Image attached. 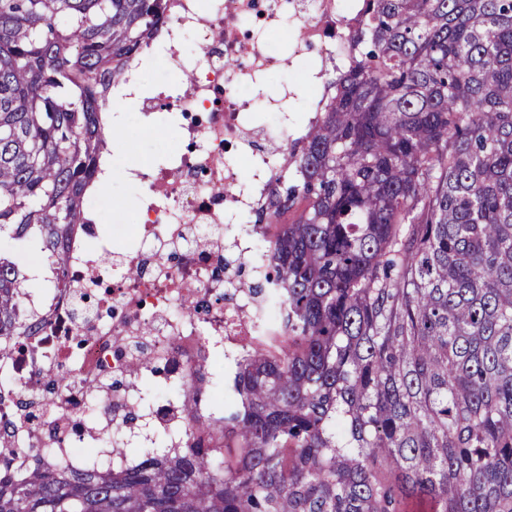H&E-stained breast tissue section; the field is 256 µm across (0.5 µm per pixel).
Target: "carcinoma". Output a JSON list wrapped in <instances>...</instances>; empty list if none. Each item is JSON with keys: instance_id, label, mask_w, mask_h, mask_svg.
Wrapping results in <instances>:
<instances>
[{"instance_id": "cac0c4a2", "label": "carcinoma", "mask_w": 512, "mask_h": 512, "mask_svg": "<svg viewBox=\"0 0 512 512\" xmlns=\"http://www.w3.org/2000/svg\"><path fill=\"white\" fill-rule=\"evenodd\" d=\"M163 0H0V359L38 335L31 254L75 282L69 234L109 154L112 88ZM321 117L278 146L264 279L285 307L242 348L187 448L51 469L0 416V512H512V0H362ZM299 201L305 207L288 223ZM133 376L156 358L116 333Z\"/></svg>"}]
</instances>
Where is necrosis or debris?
I'll use <instances>...</instances> for the list:
<instances>
[{"label": "necrosis or debris", "mask_w": 512, "mask_h": 512, "mask_svg": "<svg viewBox=\"0 0 512 512\" xmlns=\"http://www.w3.org/2000/svg\"><path fill=\"white\" fill-rule=\"evenodd\" d=\"M359 3L211 0L210 8L201 11L197 0H177L155 51L168 74L194 72V80L182 87L180 100L186 108L208 110L209 117L202 125L175 127L179 136L196 144L194 153L170 155L166 167L150 172L137 166L124 169L130 185L148 186L139 203L141 221L131 235L135 247L123 256L124 263L141 264L145 270L134 281L114 271L108 297L124 315L87 330L74 316L75 290L38 299L34 309L51 311L44 334L0 362V409L20 417L17 433L22 437L31 428L51 422L60 439L47 450L46 459L54 467L78 469L102 460L124 466L128 459L112 451L101 452L89 443L78 444L72 419L87 408L90 391L83 387L70 390L63 410L50 412L47 402L57 392L48 381L50 372L65 368L99 384L123 374L122 359L112 354V337L118 332L137 335L144 318H151L152 344L164 358L169 383L180 398L152 406L145 430L163 431L170 447L184 448L188 442L182 400L191 394L190 365L206 352L220 350L232 356L261 335L265 303L245 292L236 293L230 304L210 307L191 319L175 313L174 308L186 297H211L231 288V275H215L224 251L214 244V237L233 240L246 268L261 273L266 251L257 246L251 230L235 219L243 214L255 219L262 216L281 156L272 146L258 143L251 117L262 110L279 127L288 128L295 91L287 86L279 97L270 98L260 93L259 86L267 74L304 56L315 41L334 32L337 10L353 17ZM284 28L290 31L291 50L282 56L271 49L268 35ZM228 59L237 60V68L227 69L224 62ZM220 186L225 189L221 195L216 192ZM203 238L211 239L212 247L201 248ZM171 241L181 246L174 268L156 255L160 244ZM136 393L132 383L107 393L95 436H121L122 410L137 404Z\"/></svg>", "instance_id": "4bbe7bcc"}]
</instances>
